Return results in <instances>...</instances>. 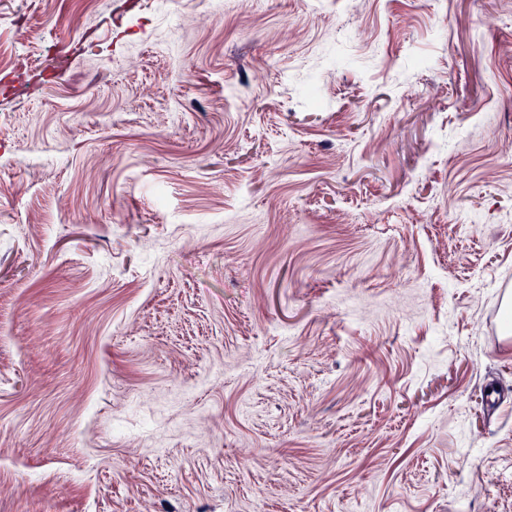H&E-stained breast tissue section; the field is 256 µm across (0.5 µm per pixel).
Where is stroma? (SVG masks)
Returning a JSON list of instances; mask_svg holds the SVG:
<instances>
[{
    "instance_id": "1",
    "label": "stroma",
    "mask_w": 512,
    "mask_h": 512,
    "mask_svg": "<svg viewBox=\"0 0 512 512\" xmlns=\"http://www.w3.org/2000/svg\"><path fill=\"white\" fill-rule=\"evenodd\" d=\"M512 0H0V512H512Z\"/></svg>"
}]
</instances>
